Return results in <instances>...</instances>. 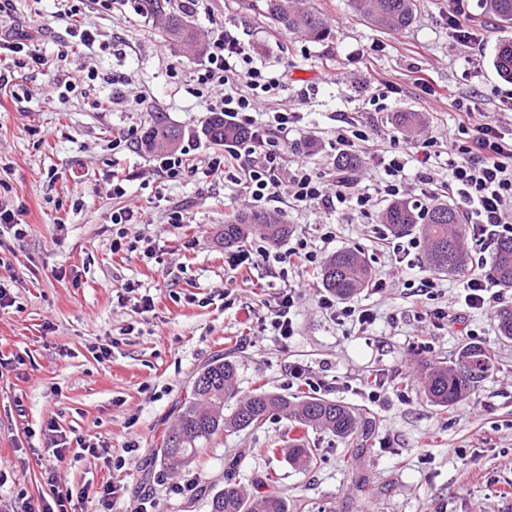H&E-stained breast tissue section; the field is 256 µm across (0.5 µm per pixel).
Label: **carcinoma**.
<instances>
[{"label":"carcinoma","instance_id":"obj_1","mask_svg":"<svg viewBox=\"0 0 512 512\" xmlns=\"http://www.w3.org/2000/svg\"><path fill=\"white\" fill-rule=\"evenodd\" d=\"M359 17L384 29L408 27L416 10V0H349ZM487 14L502 28L512 27V0H485ZM142 13L162 20L167 38L189 60L201 57L205 46L187 15L175 12L171 0H139ZM270 18L284 32H300L306 39L320 42L330 30L320 14L306 10L301 0H267ZM493 67L503 80L512 81V39L498 40ZM204 136L216 145L246 136L240 128L228 125L224 114L213 112L205 120ZM182 132L163 118H155L142 136L141 147L148 152L172 151ZM383 223L394 237L417 233L426 243L424 263L437 274L464 272L471 262L467 230L462 211L455 205L434 201L422 209L408 199L392 202L385 210ZM261 234L272 247L280 246L290 235V225L279 214L262 210L241 212L228 217L220 234L226 249L239 248L248 238ZM491 275L498 286L512 288V237L496 240ZM366 255L357 249H341L328 255L318 271L323 288L339 301L360 294L371 282ZM498 336L512 341V306L497 311ZM494 353L484 344L467 343L451 362L439 361L421 377V391L427 402L447 409L472 395L492 369ZM237 365L228 356H217L196 374L191 396L180 410L177 421L164 437L158 453L173 472L189 466L215 437L242 431H257L267 421L281 417L306 430L330 432L348 438L369 428V421L354 408L317 395L288 396L256 388L239 397L236 391ZM288 449V459L300 469L311 467L319 449L299 439L278 438L259 450L247 453L273 454L277 447ZM196 497L206 501L209 512H289L288 499L275 491L257 495L247 491L233 474L224 475V487L218 491L206 483L196 486Z\"/></svg>","mask_w":512,"mask_h":512}]
</instances>
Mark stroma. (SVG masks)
<instances>
[{
  "label": "stroma",
  "instance_id": "1",
  "mask_svg": "<svg viewBox=\"0 0 512 512\" xmlns=\"http://www.w3.org/2000/svg\"><path fill=\"white\" fill-rule=\"evenodd\" d=\"M304 5L323 14L327 40L279 31L266 0H200L189 19L202 37L230 30L251 45L257 62L287 71V92L257 106L304 114L289 147L317 172L336 170L329 146L336 113L357 114L372 130L352 171L368 185L383 173L378 159L396 113L423 114L412 140L444 142L455 131L457 101L483 91L484 112L498 118L512 97V83L492 65L501 34L481 0L465 4L467 24L479 28L478 41L470 43L448 30L453 0H417L413 22L401 30H381L357 17L349 0ZM56 9L55 0H14L10 22L0 23L5 34L14 27L28 31L51 62L16 69L0 57V68L15 75L11 91L0 93V204L20 209L27 226L20 240L0 230V282L15 299L0 309V512H18L19 495L46 493L43 473L53 466L60 483L75 490L88 482L118 486L121 512H137L146 497L153 512H208L183 486L190 480L223 484L235 457L248 490L272 477V490L289 503L303 502V512H512V342L499 341L495 310L464 306V275H439L436 301L426 300L404 285L426 268L419 262L396 268L378 223L283 203L292 238L315 244L317 225H334L336 238L325 253L361 250L374 279L386 286L352 300L376 317L362 335L333 321L318 304L319 286L293 271L291 284L302 288L294 336L283 343L259 331L258 313L282 282L266 263L235 271L224 262L217 232L227 215L249 205L223 174L202 173L218 148L202 133L208 112L194 79L199 61L182 57L137 0L88 8L63 21ZM77 26L122 41L124 55L72 38ZM61 70L77 90L54 109L46 100L55 96ZM91 71L99 80L88 81ZM107 74L126 78L122 103H113ZM376 83L390 87L380 111L368 102ZM158 113L182 129L181 144L190 147L197 167L177 182L153 176L158 154L112 145L128 130L144 131ZM116 167L128 177L124 199L112 196ZM129 201L139 214L128 232L150 238L155 259L112 251V213ZM176 211L177 224L171 221ZM132 282L150 291L153 311L139 314L119 303ZM228 286L234 289L229 304ZM432 304L457 316L455 333L424 320ZM472 340L494 349L490 375L452 407L430 405L417 386L420 374ZM106 343L109 356L98 357L97 346ZM224 352L239 364V395L261 385L311 394L289 374L300 363L313 378L336 380L332 399L359 408L372 431L341 439L274 418L259 431L216 438L189 468L169 471L152 461V451L175 423L196 372ZM50 419L99 446V457L73 453L56 464L39 433ZM284 432L318 448L311 469H295L283 451L260 455L266 441Z\"/></svg>",
  "mask_w": 512,
  "mask_h": 512
}]
</instances>
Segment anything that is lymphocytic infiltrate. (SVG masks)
<instances>
[{
    "label": "lymphocytic infiltrate",
    "instance_id": "lymphocytic-infiltrate-1",
    "mask_svg": "<svg viewBox=\"0 0 512 512\" xmlns=\"http://www.w3.org/2000/svg\"><path fill=\"white\" fill-rule=\"evenodd\" d=\"M205 61L196 81L205 94L208 111L223 113L226 122L246 130V139L226 145L223 153L209 159L206 172H224L239 186L245 200L261 206L271 202L302 207L321 205L331 210H346L371 217L376 206L404 195V157L415 152L422 163H429L440 148L435 138L413 143L402 141L397 132L388 135L390 149L382 155L384 175L376 183L359 185L353 177L337 173L329 179L316 173L307 161L288 162V136L302 122L300 112H257L261 96H277L288 89L284 74L257 64L250 48L229 30L213 34L206 45ZM452 158L446 180L435 179L425 169L419 175L426 198H447L463 211L473 244L512 236V126L480 111L479 99L460 106L456 131L448 139ZM262 258L272 266L285 286L260 317V327L271 330L280 340L295 333L292 312L298 291L287 284L290 271L317 269L321 254L306 238H299L286 252L270 251L260 240L229 256L230 268L251 265ZM44 482L49 497L27 503V512H68L74 496H88L60 486L55 467L45 470ZM102 512H113L118 489L106 484L93 492Z\"/></svg>",
    "mask_w": 512,
    "mask_h": 512
}]
</instances>
